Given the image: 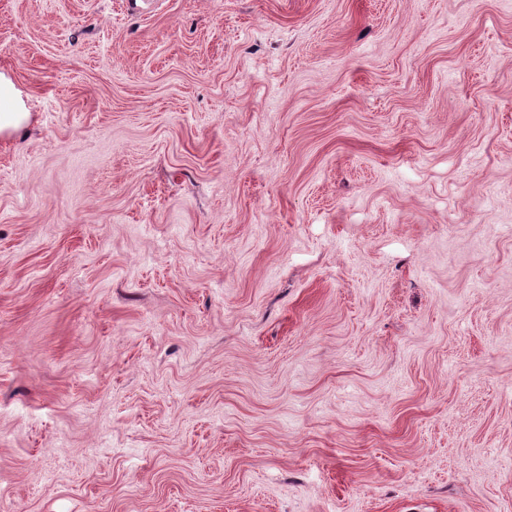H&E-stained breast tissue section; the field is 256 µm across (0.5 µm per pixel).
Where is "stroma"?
Wrapping results in <instances>:
<instances>
[{
    "mask_svg": "<svg viewBox=\"0 0 512 512\" xmlns=\"http://www.w3.org/2000/svg\"><path fill=\"white\" fill-rule=\"evenodd\" d=\"M0 512H512V0H0ZM31 118L13 82L0 74V136L17 134Z\"/></svg>",
    "mask_w": 512,
    "mask_h": 512,
    "instance_id": "stroma-1",
    "label": "stroma"
}]
</instances>
